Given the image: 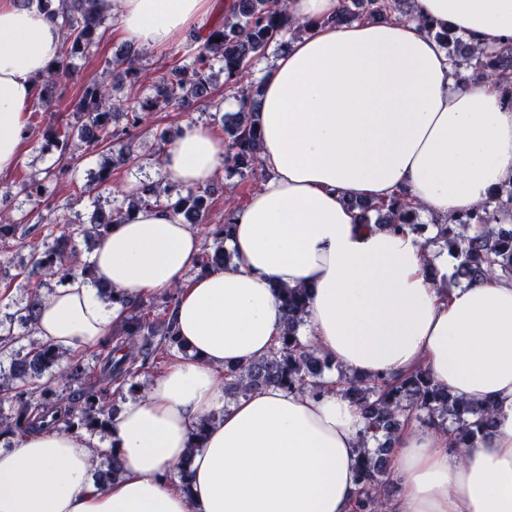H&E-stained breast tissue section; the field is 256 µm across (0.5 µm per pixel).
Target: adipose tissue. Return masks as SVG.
Here are the masks:
<instances>
[{"label": "adipose tissue", "instance_id": "adipose-tissue-1", "mask_svg": "<svg viewBox=\"0 0 512 512\" xmlns=\"http://www.w3.org/2000/svg\"><path fill=\"white\" fill-rule=\"evenodd\" d=\"M296 30L263 67L260 188L235 209L230 265L183 285L200 241L147 208L96 247L93 280L46 294L36 331L79 351L119 315L99 292L180 287L174 319L190 357L128 401L112 424L122 473L92 481L100 451L85 434L47 430L0 449V512H351L359 408L327 379L321 395L266 387L223 405L226 366L270 351L282 333L276 290L309 291L307 334L362 378L425 368L461 400L495 402V432L471 448L409 421L393 437L391 512H512V280L452 288L448 253L411 230L368 224L352 203L403 196L449 220L512 182V94L462 84L435 37L450 30L487 51L512 38V0H412L406 18L334 23L340 0H288ZM140 49L177 41L217 0H96ZM435 31L427 33L423 21ZM62 32L38 6L0 0V175L13 171L34 81ZM224 143L185 125L162 155L167 178L209 183ZM209 426L202 448L191 433ZM190 460V488L166 474Z\"/></svg>", "mask_w": 512, "mask_h": 512}]
</instances>
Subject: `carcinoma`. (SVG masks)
I'll list each match as a JSON object with an SVG mask.
<instances>
[{
	"label": "carcinoma",
	"mask_w": 512,
	"mask_h": 512,
	"mask_svg": "<svg viewBox=\"0 0 512 512\" xmlns=\"http://www.w3.org/2000/svg\"><path fill=\"white\" fill-rule=\"evenodd\" d=\"M52 0H38L39 7L61 20L65 51L51 61L43 76L36 81V97L44 98L56 89L68 72L71 61L91 53L105 37V16L95 9V0H60L59 8H51ZM360 10L353 12L347 2L341 3L335 21H351L360 16L401 19L407 12L404 0H353ZM290 23L286 0H231L224 21L201 25L188 37L187 54L167 64L159 78L156 93L130 98L125 88L140 80L142 52L127 45L113 60L115 82L107 84L91 80L84 84L77 103V122L59 125L46 131L61 151L71 149L72 163L57 170L46 169L44 177L34 174L20 184L27 197L40 200L47 193L46 183L66 176L77 168L84 157L118 148L125 161L134 163L140 157L136 137L154 112L170 108L187 110L198 105L210 93L214 62L221 64L224 84L229 90L246 85L243 100L250 111L222 116L230 125V140L225 148L227 167L255 179L263 177L259 146L260 115L255 103L258 85L245 82L253 60L266 47L278 41ZM452 65L467 72L478 65L482 75L495 80L512 93V40L477 57L472 46L448 32H437ZM126 117L122 127L112 119ZM112 160L100 164L89 191H99L111 184ZM215 185L190 188L177 200L168 198L160 182L142 184L130 194L127 204L107 210L101 196L95 195V214L88 222H74L64 211H49L38 216L26 228L19 222L0 221V257L9 253L15 238L31 237L29 242V274L37 277L27 289L25 302L12 313L0 317V351L9 359L8 369L0 368V438L19 439L46 428L85 432L103 438L111 436L117 409L111 404L118 390L134 395L145 391L139 377L147 373L163 354L186 352L177 336L170 303L176 300L171 291L160 297L127 298L113 289H102L104 298L121 305V319L101 344L96 357L97 372L89 373L78 361L62 366L70 358L68 351L38 339L15 347L20 337L11 324L17 321L35 333L40 304L52 284L68 277L94 280L90 262L77 263V243H98L122 223L131 212L142 208H162L184 224H201L209 210ZM355 206L367 214L378 213V222L394 229L406 226L424 237V245L448 249L456 260L455 278L466 283L484 278H512V223L505 218L512 212V182L505 184L482 205L466 212L451 224L440 225V233L430 236L429 224L418 222L420 206L400 196L388 203L359 201ZM233 211L224 213V223L206 225V238L194 269L202 274L224 267L231 255L224 249V239L232 224ZM278 301L284 313V330L275 347L264 357L224 371V396L237 401L249 393L274 386L298 392H321L325 373L335 364L314 345L305 343L300 330L305 324L308 291L278 289ZM342 393L354 400L365 421L359 434L360 460L356 472L358 494L352 512H387L382 497L394 476L388 457L391 439L405 420L413 416L426 425L442 426L453 435L451 447L469 448L497 425L494 405L483 406L460 402L434 383L424 369L412 370L398 378L363 379L338 373ZM122 471V462L112 453L98 461L94 476L103 484Z\"/></svg>",
	"instance_id": "cac0c4a2"
}]
</instances>
